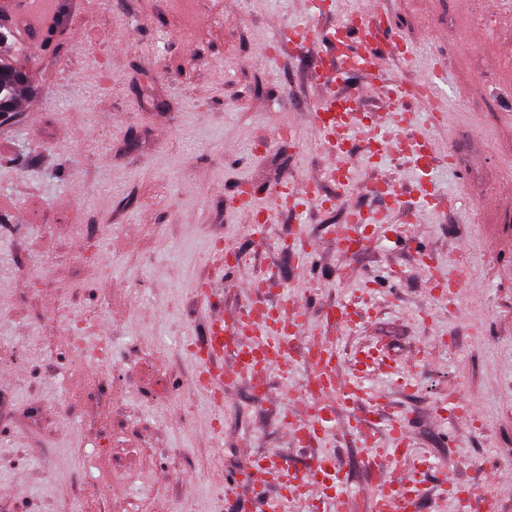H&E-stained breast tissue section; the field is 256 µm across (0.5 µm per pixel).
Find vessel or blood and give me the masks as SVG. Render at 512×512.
Here are the masks:
<instances>
[{
    "mask_svg": "<svg viewBox=\"0 0 512 512\" xmlns=\"http://www.w3.org/2000/svg\"><path fill=\"white\" fill-rule=\"evenodd\" d=\"M51 0H10L8 11L22 14L30 37H37L42 20L51 10ZM279 37L295 42L301 39H316L326 45V56L315 58V69L328 72L333 80L343 83L351 77L365 80L366 90H374L384 82L378 60L382 54L399 55L405 62H412L415 53L411 46L393 34L377 11H364L350 15L342 22L322 29L295 26L279 30ZM448 70L436 64L425 80V91L413 95L410 87L395 84L391 95L396 99L416 97L422 106L427 122L440 121L442 115L434 106V85L446 78ZM324 141L334 154L343 151V133L351 122L350 104H338L336 97L320 102L313 112ZM351 223L337 226L335 239L342 251H350L357 240V229L362 224L379 221L378 211L371 209L351 210ZM307 332V324L299 308L279 306L277 311L267 307H251L247 317L235 322L222 318H211L207 325L206 345L198 349L197 356L205 371L203 381L212 391L223 390L225 382L245 376L255 392H266V376L274 367L287 366L293 359L295 346ZM231 353L234 362L219 373H212L210 364L223 353ZM350 360L351 366L345 376H337L336 369L342 360ZM305 362L312 368L314 384L304 396L305 413L301 417H286L284 426L293 444H319L335 431V424L327 414L333 401L342 405L363 406L378 423L389 426L392 439L390 447L378 445L376 433H361L360 438L367 451L362 465L370 477L363 496L370 512H419L422 502L420 482L416 474L382 471L383 463L405 457L411 447V437L403 422H388L385 398L369 390L366 377L373 371L376 355L368 349L349 355L334 346L312 342L304 352ZM439 412H452L472 428L482 422L473 402L461 394L450 395L440 404ZM251 474L256 475L252 489L263 497L265 512H291L295 504H304L308 512H344L352 497L343 467L334 454L326 453L313 459L306 467L295 466L287 452L281 451L253 460ZM272 473L277 485L276 496H267L266 483L260 482L263 473ZM494 477L487 476L462 485L452 474H445L439 494L450 500L453 512H472L476 499L488 496Z\"/></svg>",
    "mask_w": 512,
    "mask_h": 512,
    "instance_id": "b4317fda",
    "label": "vessel or blood"
}]
</instances>
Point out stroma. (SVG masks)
I'll return each instance as SVG.
<instances>
[{
  "label": "stroma",
  "mask_w": 512,
  "mask_h": 512,
  "mask_svg": "<svg viewBox=\"0 0 512 512\" xmlns=\"http://www.w3.org/2000/svg\"><path fill=\"white\" fill-rule=\"evenodd\" d=\"M380 6L416 52L386 57L393 82L423 80L437 58L448 81L436 97L442 123L424 115L393 138L427 134V176L446 200L424 205L412 153L370 159L365 134L388 121L384 91L366 97L349 79L358 124L348 134V190L328 175L330 155L311 111L324 91L312 43L289 49L278 27H322ZM66 14L51 43L31 51L11 34L1 52L30 78L18 112L0 116V506L5 512H146L128 490L155 494L147 512H260L235 480L251 455L290 449L305 467L318 447L292 446L283 416L309 374L299 365L249 381L221 402L199 383L195 347L210 311L227 319L257 299L296 300L318 339L339 350L379 346L414 387L368 376L407 418L411 453L425 456L420 512H450L437 499L443 470L459 482L499 473L500 512H512V203L486 207L512 171V16L487 0H55ZM460 160L449 164V150ZM307 184L327 206L280 205L282 185ZM385 184L392 197L372 196ZM251 190L263 212L256 240L239 209ZM382 224L345 256L330 238L355 207ZM302 229L312 251L288 248ZM238 261L226 262L225 249ZM426 261H419L418 252ZM462 277L454 305L428 289L427 266ZM275 268L262 289L245 281ZM357 294L356 325L337 330L323 312ZM456 315H449V308ZM85 320L82 344L58 323ZM455 348H448L447 338ZM114 372L89 371L99 355ZM80 387L83 402H71ZM472 399L483 426L436 415L449 394ZM369 512L365 448L352 432L326 448Z\"/></svg>",
  "instance_id": "1"
}]
</instances>
